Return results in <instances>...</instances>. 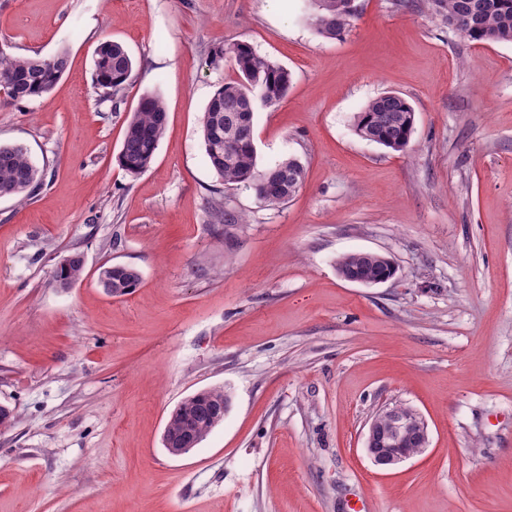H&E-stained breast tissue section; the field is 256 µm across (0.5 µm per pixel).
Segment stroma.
<instances>
[{
    "mask_svg": "<svg viewBox=\"0 0 512 512\" xmlns=\"http://www.w3.org/2000/svg\"><path fill=\"white\" fill-rule=\"evenodd\" d=\"M356 3L329 39L310 0H0L1 48L70 57L49 93L0 106V143L42 174L0 198V512H512V44L424 0ZM106 39L133 60L117 107L94 77ZM236 42L291 75L254 126L261 166L305 170L277 206L205 155L234 76L209 54ZM386 92L415 110L402 152L353 129ZM145 95L168 124L133 177L117 155ZM215 201L234 223H211ZM75 251L83 278L59 288ZM353 252L395 277L345 281ZM113 264L139 270L133 292H104ZM209 388L223 422L170 456L172 410ZM400 403L431 444L382 471L365 433ZM336 270L341 277L356 273L375 279L391 271V261L379 254L356 252L342 256Z\"/></svg>",
    "mask_w": 512,
    "mask_h": 512,
    "instance_id": "35a3bbf8",
    "label": "stroma"
}]
</instances>
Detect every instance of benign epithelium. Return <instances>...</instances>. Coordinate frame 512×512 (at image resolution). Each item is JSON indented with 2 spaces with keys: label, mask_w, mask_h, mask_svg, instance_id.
I'll return each instance as SVG.
<instances>
[{
  "label": "benign epithelium",
  "mask_w": 512,
  "mask_h": 512,
  "mask_svg": "<svg viewBox=\"0 0 512 512\" xmlns=\"http://www.w3.org/2000/svg\"><path fill=\"white\" fill-rule=\"evenodd\" d=\"M379 413L389 422V428L383 432L376 422L369 424L365 449L374 465L390 469L412 458L413 454L404 450L408 442L415 448L428 447L429 431L421 415H409L403 404L386 406Z\"/></svg>",
  "instance_id": "7a95c632"
}]
</instances>
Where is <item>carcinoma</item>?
<instances>
[{"instance_id":"obj_1","label":"carcinoma","mask_w":512,"mask_h":512,"mask_svg":"<svg viewBox=\"0 0 512 512\" xmlns=\"http://www.w3.org/2000/svg\"><path fill=\"white\" fill-rule=\"evenodd\" d=\"M436 15L476 42L512 43V0H424ZM314 25L320 35L334 39L350 26L356 14L348 0H312ZM230 62L237 77L224 83L209 101L202 118V141L211 168L226 185L264 190L260 199L279 205L299 192L304 169L294 157L261 168L254 145V118L258 105L271 107L288 93L290 73L284 67L258 55L246 42L215 51L210 64ZM69 68V57L59 51L45 58H21L0 50V91L11 101L39 97L49 92ZM133 69L125 48L114 41L100 43L96 50L95 79L104 98L121 101ZM167 124L164 101L154 95L140 99L127 119L118 163L127 173L145 172L155 157ZM358 136L395 152L408 146L415 127V111L395 93H385L354 115ZM39 171L27 149L0 144V198L25 200L39 187ZM84 270L79 253L60 263L56 282L69 288ZM340 276L360 274L378 278L391 271V261L379 254L356 252L336 262ZM140 272L126 265L101 269L99 283L106 293L123 296L139 285ZM229 397L218 388L186 396L171 412L166 425L167 445L179 448L185 439L201 443L216 425L224 421Z\"/></svg>"}]
</instances>
